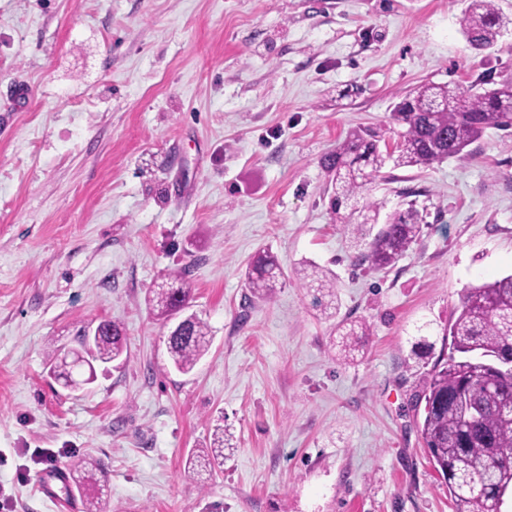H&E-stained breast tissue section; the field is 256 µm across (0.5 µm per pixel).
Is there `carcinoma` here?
I'll return each mask as SVG.
<instances>
[{
	"instance_id": "1",
	"label": "carcinoma",
	"mask_w": 512,
	"mask_h": 512,
	"mask_svg": "<svg viewBox=\"0 0 512 512\" xmlns=\"http://www.w3.org/2000/svg\"><path fill=\"white\" fill-rule=\"evenodd\" d=\"M462 29L470 47L477 51L494 47L507 32L496 0H468ZM492 83L490 77L481 78L483 88L479 90L451 83L420 84L394 105L392 119L403 128L394 150L381 148L382 136L376 129L356 127L326 157L333 213L339 215L345 209L361 218L355 224L342 221L358 263L373 270L391 267L423 231V215L411 203L381 225L377 204L360 203L366 187L386 165L429 168L463 154L489 129L512 128V81H502L496 88L490 87ZM295 273L306 287L329 297L324 310L336 308L330 272L305 264ZM245 277L251 292L265 297L282 284L284 273L277 256L260 249L249 262ZM190 295L185 275H168L150 291L148 303L169 323L174 315L186 311ZM336 332L348 358L352 343L369 335L370 327L340 322ZM443 339L450 340V353L428 372L419 423L430 462L443 479L455 512H501L497 490L512 483V373L501 369L498 360L512 354V275L463 289ZM209 345L208 325L193 313L186 329L167 340V353L173 367L188 374ZM76 350L85 354V363L70 365L65 362L67 352L60 351L52 356L53 371L64 386L84 389L93 382L98 364L121 359L125 331L108 321L93 344L87 343L80 331ZM224 449V429L218 427L210 445L187 458V469L198 475L212 472L224 465ZM71 471L80 483H99L97 467L91 461L75 462Z\"/></svg>"
}]
</instances>
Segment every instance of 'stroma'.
<instances>
[{
    "instance_id": "obj_1",
    "label": "stroma",
    "mask_w": 512,
    "mask_h": 512,
    "mask_svg": "<svg viewBox=\"0 0 512 512\" xmlns=\"http://www.w3.org/2000/svg\"><path fill=\"white\" fill-rule=\"evenodd\" d=\"M467 0H0V512H63L34 451L90 458L106 512H454L421 439L431 368L462 288L512 273V129L430 169L385 167L364 198L415 203L419 241L357 264L321 161L346 132L399 128L422 83L512 78V31L462 33ZM284 272L254 296L246 267ZM336 279L325 318L294 274ZM187 270L211 345L176 371L147 296ZM367 323L353 360L333 341ZM126 331L89 391L49 353ZM223 427L207 483L185 467ZM245 277L251 292L258 297H265L282 284L284 273L277 256L269 249H259L249 262Z\"/></svg>"
}]
</instances>
